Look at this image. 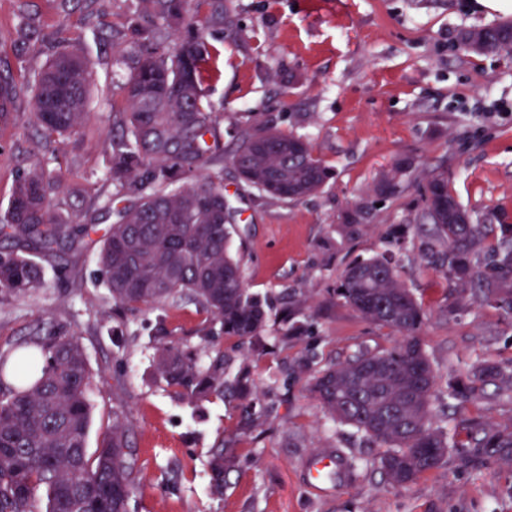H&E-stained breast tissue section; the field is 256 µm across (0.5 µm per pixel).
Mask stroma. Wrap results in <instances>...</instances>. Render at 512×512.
Listing matches in <instances>:
<instances>
[{
  "mask_svg": "<svg viewBox=\"0 0 512 512\" xmlns=\"http://www.w3.org/2000/svg\"><path fill=\"white\" fill-rule=\"evenodd\" d=\"M237 24L216 42L210 97L217 133L234 149V131L271 126L306 135L332 172L318 193L291 202L243 184L224 167L233 196V255L250 292L266 297V351L251 340L216 336L229 374L251 367V389L267 413L249 422L237 403L179 400L154 371L156 349L201 344L205 315L191 301L122 317L99 282L101 219L78 244L61 242L42 258L46 286L0 304V345L36 334L79 336L92 372L88 448L113 418L130 419L141 490L130 512H512V448H469L466 435L443 464L406 486L386 482L373 464L377 447L334 422L306 383L288 376L295 358L342 361L392 347L396 331L365 320L330 295L354 260L387 250L425 312L421 331L436 375L434 419L448 410V383L481 362L512 363V311L460 287L425 254L431 236L417 224L425 175L441 167L448 189L484 224H512V59L472 55L461 30L512 17V0L491 10L483 0H233ZM124 0H0V70L32 82L62 37L83 48L97 77L79 136L56 145L62 188L53 208L81 222L111 194L112 77L116 51L107 37ZM36 15L42 37L16 45L20 12ZM29 97L0 115V209L17 174L42 156ZM413 169L399 195L375 187L395 159ZM364 204L362 223L345 216ZM310 298L308 334L287 336L282 312L295 290ZM462 417L512 427V389L492 382ZM232 440L235 462L223 498L208 493L209 451ZM330 455L339 479L317 491L308 469Z\"/></svg>",
  "mask_w": 512,
  "mask_h": 512,
  "instance_id": "35a3bbf8",
  "label": "stroma"
}]
</instances>
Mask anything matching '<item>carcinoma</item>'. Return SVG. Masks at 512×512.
I'll return each instance as SVG.
<instances>
[{"instance_id": "carcinoma-1", "label": "carcinoma", "mask_w": 512, "mask_h": 512, "mask_svg": "<svg viewBox=\"0 0 512 512\" xmlns=\"http://www.w3.org/2000/svg\"><path fill=\"white\" fill-rule=\"evenodd\" d=\"M112 36L124 41L122 79L112 94L111 165L105 179L113 192L103 209L113 222L98 255L102 286L112 302L132 311L194 301L207 314L201 336L207 361L174 345L159 349L156 372L191 403L245 400L249 371L226 379L224 354L213 348L211 324L226 336L250 338L264 351L261 336L269 306L245 286L241 263L230 253L232 214L216 135L218 113L204 88L214 47L211 40L233 22L232 0H126ZM481 32L491 53L512 57V23ZM17 46L41 36L37 19L19 17ZM94 71L78 49L61 50L29 86L43 144L81 132ZM23 91L11 74L0 73V97ZM249 186L280 200L299 201L319 192L330 169L309 142L293 132L257 127L241 135L230 157ZM412 167L396 160L378 185L379 195L405 189ZM60 175L37 160L20 172L8 206L0 210V295L21 296L44 287L40 254L60 241L75 242L97 217L84 224L61 218L53 196ZM421 220L433 230L430 263L459 283L477 284L487 300L512 308V224H477L448 191L447 172L427 174ZM489 254L481 268L473 256ZM332 300L399 333L390 349L366 352L320 368L312 359L294 363L311 395L339 423L372 440L378 469L393 486H404L441 466L448 453V427L434 425L431 404L436 379L426 356L421 327L425 313L400 280L394 253L387 251L348 265ZM307 332L303 303L288 314V335ZM92 374L80 338L66 333L30 336L0 351V512H128L141 478L129 440L130 420L115 419L94 452L86 437ZM493 381L512 385L509 372L492 363L476 368L462 390L448 396L458 405L475 403ZM475 448H512V428L473 429ZM232 450L211 449L209 490L224 495V471Z\"/></svg>"}]
</instances>
